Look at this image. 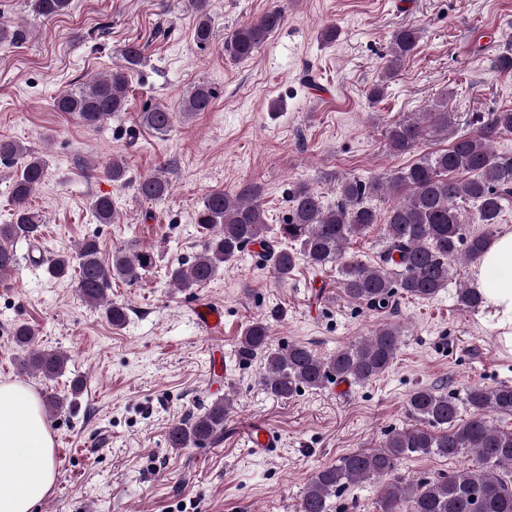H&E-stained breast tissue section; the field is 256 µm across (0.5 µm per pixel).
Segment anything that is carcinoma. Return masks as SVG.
<instances>
[{"label":"carcinoma","instance_id":"carcinoma-1","mask_svg":"<svg viewBox=\"0 0 512 512\" xmlns=\"http://www.w3.org/2000/svg\"><path fill=\"white\" fill-rule=\"evenodd\" d=\"M212 0H188L194 13L193 37L200 46L213 38ZM38 17L52 19L65 14L71 0H27ZM285 21V10L274 8L238 26L225 42V51L236 60H247ZM419 29L396 30L388 50L387 75H392L414 51ZM146 48L128 43L119 49V62L112 72L84 89L59 93L54 107L76 116L86 127L96 128L113 115L127 110L129 73L145 61ZM214 91L206 84L196 86L183 106L188 117L209 110ZM176 113L153 104L139 115V123L154 133L171 130ZM475 131L455 138L446 149L429 152L410 166L383 180L368 182L349 178L341 185L334 206L323 204L317 192L300 184L289 194L290 209L277 235L292 244L275 249L267 239V224L260 202V187L246 183L232 194L210 191L197 211L195 222L209 231L193 260L168 268L169 282L187 292L210 282L226 264L237 259L248 245L260 244L271 262L274 275L287 280L303 260L315 270L336 266L341 293L348 299L374 309H386L397 293L432 299L448 287L458 257L477 263L492 238L506 204L512 201V152H496L494 137L512 134V109L494 111L477 121ZM422 136L419 122L399 120L386 129L389 150L412 152ZM0 161L17 165L11 185L14 221L0 225V280L11 274L16 256L8 242L38 241L39 225L27 202L45 176V164L30 149L14 140H0ZM105 174L112 182H126L127 162L112 158ZM138 195L158 201L171 192L169 180L147 175L136 184ZM392 198L385 216V246L379 261L367 264L347 254L349 241L379 222V213L368 203L374 196ZM473 207L471 220L484 224L482 235L465 233V206ZM95 219L112 224L117 211L112 198L91 201ZM54 278H71L83 300L103 307L114 326L126 321V307L106 300L112 281L129 285L139 282L155 263L153 253L120 248L110 262L100 257L94 239L83 241L74 254L46 258ZM460 306L475 310L484 299L475 288L459 289ZM14 343L30 348L34 334L20 323L13 328ZM400 347L398 327L385 324L367 338L352 343L329 358H323L301 343L272 346L270 329L256 320L240 340L239 355L250 359L262 355L265 364L260 378L263 389L273 397L287 399L302 388L320 389L330 381L365 383L387 372ZM67 357L58 351L32 352L25 366L53 380L64 373ZM233 410L229 394L214 400L204 412L173 425L168 433L172 448L212 443L224 433V421ZM468 417H462V411ZM412 424L388 433L383 445L340 457L336 464L317 470L308 480L300 512H329L328 501L342 489L367 479L380 482L378 512H512V430L496 426L494 417L512 416V385L495 387L474 384L464 396L434 387L414 390L407 401ZM472 451L481 464L474 471L462 468L432 481L410 482L395 475L398 464L412 456L457 458Z\"/></svg>","mask_w":512,"mask_h":512}]
</instances>
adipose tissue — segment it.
<instances>
[{
    "label": "adipose tissue",
    "mask_w": 512,
    "mask_h": 512,
    "mask_svg": "<svg viewBox=\"0 0 512 512\" xmlns=\"http://www.w3.org/2000/svg\"><path fill=\"white\" fill-rule=\"evenodd\" d=\"M485 304L509 330L501 344L512 352V231L499 233L473 270ZM56 481L53 440L37 395L0 383V512H33Z\"/></svg>",
    "instance_id": "adipose-tissue-1"
}]
</instances>
